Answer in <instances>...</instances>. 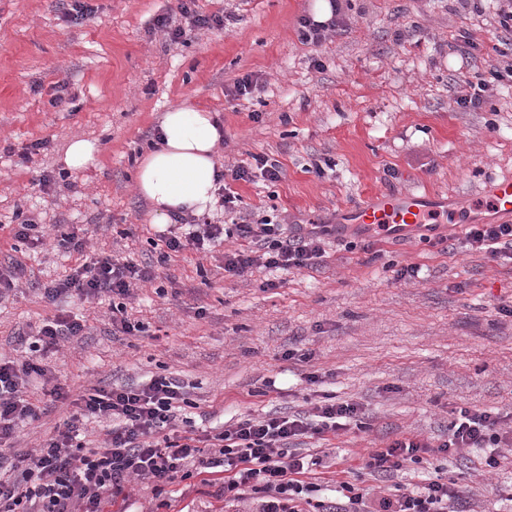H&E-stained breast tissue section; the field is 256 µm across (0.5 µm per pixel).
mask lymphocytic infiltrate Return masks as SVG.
<instances>
[{
    "mask_svg": "<svg viewBox=\"0 0 512 512\" xmlns=\"http://www.w3.org/2000/svg\"><path fill=\"white\" fill-rule=\"evenodd\" d=\"M194 5L195 0H177V16L156 19V27L170 42H180L185 35L186 26L176 23L180 17L200 29L223 25L222 17L200 14ZM224 232V227L207 219L173 215L169 232L158 237L157 261L165 263L189 247L210 253ZM234 232L243 244L224 252L228 277H242L260 267L314 269L326 259L328 227L324 224L307 229L265 218L235 224ZM464 242L469 249L498 258L504 250H512V224L469 225ZM154 278L152 266L99 255L47 287L44 295L51 301L72 294L107 298L113 330L132 334L144 326L131 321L125 301L134 288ZM86 329L82 319L56 318L38 327L29 349L47 351L84 335ZM43 373L34 361L18 363L0 357V463L9 462L12 470L11 477L0 479V512H104L107 499L127 497L132 480L149 482L160 490L192 466L200 473L219 476L227 498H241L249 490L261 494L259 512H300L301 503L309 501L316 485L308 481L310 466L291 449V442L362 424L359 405L326 402L315 406L313 415L307 417L243 418L205 442L194 431L179 429L190 405L182 382L157 375L122 389L96 388L76 402L63 429L46 438L35 453L8 461L16 432L37 417L23 389L30 378ZM92 419L109 421L111 427L101 446L87 449L78 437ZM511 447V420L491 411L464 408L437 446L417 437L397 438L373 452L367 466L385 473L407 462L419 463L433 449L454 457L464 449L478 448L485 453L486 467L494 469L503 449ZM341 488L349 494L347 502L322 505L320 512H461L455 489L439 480L395 500L384 497L372 502L350 483H342Z\"/></svg>",
    "mask_w": 512,
    "mask_h": 512,
    "instance_id": "lymphocytic-infiltrate-1",
    "label": "lymphocytic infiltrate"
}]
</instances>
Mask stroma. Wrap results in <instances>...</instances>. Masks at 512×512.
I'll use <instances>...</instances> for the list:
<instances>
[{"label": "stroma", "instance_id": "35a3bbf8", "mask_svg": "<svg viewBox=\"0 0 512 512\" xmlns=\"http://www.w3.org/2000/svg\"><path fill=\"white\" fill-rule=\"evenodd\" d=\"M92 17L71 20L63 0H0V259L15 254L24 272L15 295L0 300V353L22 362L21 335L59 316H82L85 335L41 355L45 374L25 395L39 417L13 446L33 450L66 419L51 392L72 396L94 386L120 388L167 374L180 379L200 436L243 417L306 415L320 401L354 402L365 429L303 437L315 499L339 498L348 481L367 499L395 498L430 480L454 482L467 512H512L498 489L512 482V451L487 470L480 450L427 454L423 463L372 473L369 455L395 438L439 444L460 408L512 413V260L462 249L466 226L438 224L394 238L339 223L341 209L377 192L469 197L491 177H512V85L463 108L460 84L487 77L497 47L512 43L494 0H341L338 27L319 47L298 36L314 0H196L223 27L196 29L170 44L154 19L176 0H87ZM470 32L481 49L455 48ZM259 76L263 92L230 97L237 79ZM65 86L51 106V88ZM213 112L224 128L219 166L252 154L278 161L283 175L233 183L250 217L290 224H331L328 257L318 268L253 269L225 276L218 258L188 248L157 264L161 231L135 191L136 161L170 108ZM75 138L95 141L86 170L59 163ZM47 146L22 158L30 143ZM50 177L47 190L38 181ZM36 216L49 242L17 249L11 227ZM85 230L84 253L58 251L61 234ZM450 237L444 250L439 237ZM356 250H346V242ZM153 263V283L127 302L134 336L112 331L104 299L48 301L58 282L98 253ZM415 265L418 278L396 279ZM295 349L309 361L286 359ZM316 374L318 382L307 379ZM254 495L224 500L193 476L164 490L135 481L120 512H256Z\"/></svg>", "mask_w": 512, "mask_h": 512}]
</instances>
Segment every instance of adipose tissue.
Returning <instances> with one entry per match:
<instances>
[{"label":"adipose tissue","mask_w":512,"mask_h":512,"mask_svg":"<svg viewBox=\"0 0 512 512\" xmlns=\"http://www.w3.org/2000/svg\"><path fill=\"white\" fill-rule=\"evenodd\" d=\"M212 112L175 107L164 113L158 139L141 158L138 193L151 202L154 221L167 223L171 213H201L216 201L215 148L221 134Z\"/></svg>","instance_id":"1"}]
</instances>
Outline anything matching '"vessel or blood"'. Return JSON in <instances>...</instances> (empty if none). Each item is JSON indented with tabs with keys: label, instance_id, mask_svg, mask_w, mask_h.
<instances>
[{
	"label": "vessel or blood",
	"instance_id": "vessel-or-blood-1",
	"mask_svg": "<svg viewBox=\"0 0 512 512\" xmlns=\"http://www.w3.org/2000/svg\"><path fill=\"white\" fill-rule=\"evenodd\" d=\"M459 212L465 213L471 220L485 212L511 214L512 178L490 180L482 187L480 199H468L461 203H443L413 192L380 194L368 203L350 209L347 218L354 224L399 235L426 221L451 218Z\"/></svg>",
	"mask_w": 512,
	"mask_h": 512
}]
</instances>
